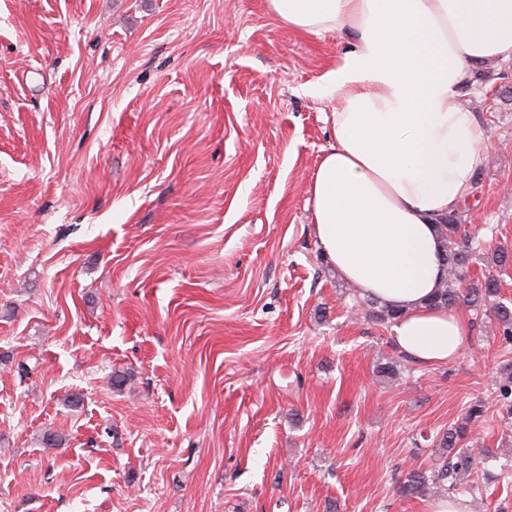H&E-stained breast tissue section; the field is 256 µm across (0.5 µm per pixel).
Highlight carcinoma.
Listing matches in <instances>:
<instances>
[{
	"instance_id": "1",
	"label": "carcinoma",
	"mask_w": 512,
	"mask_h": 512,
	"mask_svg": "<svg viewBox=\"0 0 512 512\" xmlns=\"http://www.w3.org/2000/svg\"><path fill=\"white\" fill-rule=\"evenodd\" d=\"M442 239L443 258L448 277L442 288L433 296L437 306L454 307L460 303L476 307L481 303L490 304L494 316V332L505 342H512V306L500 301L498 279L489 274L483 280L462 287L464 269L473 261L483 242L462 228L459 217L452 212L438 223ZM368 315L377 322L387 324L400 316L397 309L375 300H365ZM499 397L507 415L512 416V373L502 377L498 383ZM484 409L480 405L469 408L461 422L444 431L437 439L441 463L430 472L412 471L397 489L404 498L422 497L430 488H441L446 494L461 491L474 492L478 486L471 480L476 466V454L470 448L458 444L468 439L481 421Z\"/></svg>"
}]
</instances>
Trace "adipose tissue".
Returning <instances> with one entry per match:
<instances>
[{"label": "adipose tissue", "mask_w": 512, "mask_h": 512, "mask_svg": "<svg viewBox=\"0 0 512 512\" xmlns=\"http://www.w3.org/2000/svg\"><path fill=\"white\" fill-rule=\"evenodd\" d=\"M289 28L353 43L326 76L333 140L312 176L313 233L361 296L400 316L396 348L458 357L470 327L431 303L447 271L437 223L471 192L487 132L461 102L476 63L512 59V0H268Z\"/></svg>", "instance_id": "obj_1"}]
</instances>
